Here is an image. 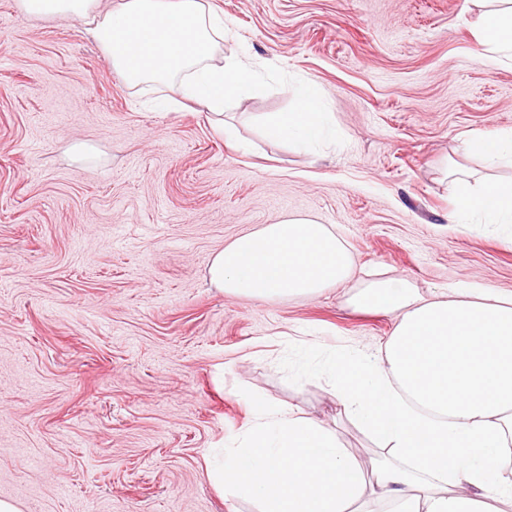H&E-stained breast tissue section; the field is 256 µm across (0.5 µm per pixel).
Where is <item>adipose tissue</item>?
Returning a JSON list of instances; mask_svg holds the SVG:
<instances>
[{
    "mask_svg": "<svg viewBox=\"0 0 512 512\" xmlns=\"http://www.w3.org/2000/svg\"><path fill=\"white\" fill-rule=\"evenodd\" d=\"M34 17L88 21L112 69L133 87L162 88L213 113L258 82L239 57L225 56L223 19L211 0H17ZM474 52L512 54V0L486 11ZM332 116L307 85L291 111L273 113L272 140L314 142ZM455 216L512 224V181L477 182L452 164ZM351 254L326 225L291 215L243 233L217 253L210 280L225 294L255 300L314 297L349 279ZM356 307L393 313L384 361L351 352L330 356L337 403L393 456L374 466V491L394 512H495L512 500V292L452 288L423 299L404 279L365 283ZM220 486L257 512H355L365 490L357 461L334 429L261 404L236 448L215 473Z\"/></svg>",
    "mask_w": 512,
    "mask_h": 512,
    "instance_id": "adipose-tissue-1",
    "label": "adipose tissue"
}]
</instances>
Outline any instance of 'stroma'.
I'll return each mask as SVG.
<instances>
[{
    "instance_id": "1",
    "label": "stroma",
    "mask_w": 512,
    "mask_h": 512,
    "mask_svg": "<svg viewBox=\"0 0 512 512\" xmlns=\"http://www.w3.org/2000/svg\"><path fill=\"white\" fill-rule=\"evenodd\" d=\"M0 0V500L20 512H256L216 487L263 400L381 456L337 404L326 360L382 356L390 314L362 282L512 291V236L453 224V159L512 130V59L472 55L485 0H213L225 48L261 91L225 103L235 141L196 104L157 105L109 66L84 23ZM318 87L333 130L272 142L265 118ZM288 214L326 224L355 274L274 301L213 288L214 256Z\"/></svg>"
}]
</instances>
